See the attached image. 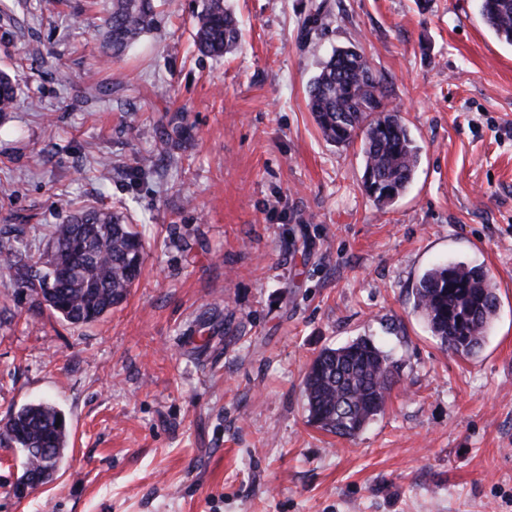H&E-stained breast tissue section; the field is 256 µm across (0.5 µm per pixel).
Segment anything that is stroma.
Segmentation results:
<instances>
[{
  "mask_svg": "<svg viewBox=\"0 0 512 512\" xmlns=\"http://www.w3.org/2000/svg\"><path fill=\"white\" fill-rule=\"evenodd\" d=\"M12 2L0 231L37 256L74 211L124 206L145 254L89 325L0 274V418L47 399L70 432L23 499L22 456L0 447V512H512V46L478 0H327L314 48L318 0H229L241 37L221 58L193 45L197 0H169L112 63L109 0ZM349 45L421 149L385 209L359 144L327 143L307 106L320 61ZM457 262L499 296L470 357L414 307L422 274ZM360 337L398 375L347 439L309 422L302 381Z\"/></svg>",
  "mask_w": 512,
  "mask_h": 512,
  "instance_id": "35a3bbf8",
  "label": "stroma"
}]
</instances>
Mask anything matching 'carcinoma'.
Here are the masks:
<instances>
[{
    "mask_svg": "<svg viewBox=\"0 0 512 512\" xmlns=\"http://www.w3.org/2000/svg\"><path fill=\"white\" fill-rule=\"evenodd\" d=\"M480 15L502 42L512 45V0H479ZM157 0H112L104 19L105 47L119 59L159 16ZM198 51L222 56L239 41L238 22L225 0H199L193 16ZM328 56L308 89V107L325 141L345 146L360 139L364 187L381 209L411 184L419 147L401 112L384 103L381 80L363 53L342 49ZM14 79L0 71V118L17 104ZM143 264V243L129 215L121 210H89L53 226L46 253L33 258L16 242L0 244V271L17 287L35 295L39 306L74 325L99 321L122 304ZM414 306L441 345L469 356L482 346L486 326L496 314L498 297L489 273L465 263L427 270L414 292ZM398 366L369 338L322 349L307 368L303 394L309 421L342 438L359 434L383 411ZM23 456L15 485L41 466L39 451L53 459L50 482L68 445L62 411L48 400L27 403L0 423V443Z\"/></svg>",
    "mask_w": 512,
    "mask_h": 512,
    "instance_id": "cac0c4a2",
    "label": "carcinoma"
}]
</instances>
